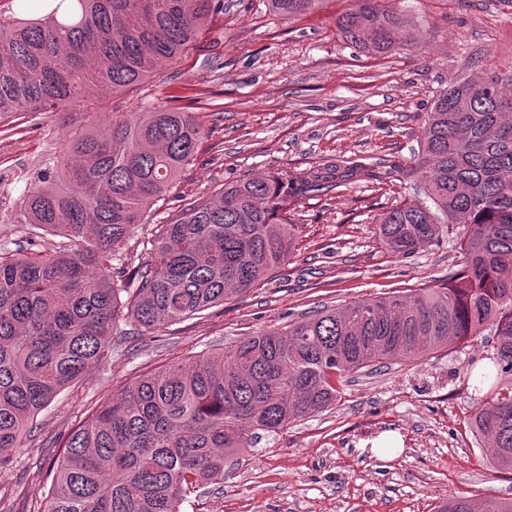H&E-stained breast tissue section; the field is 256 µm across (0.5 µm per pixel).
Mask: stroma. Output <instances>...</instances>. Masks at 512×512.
<instances>
[{"label":"stroma","instance_id":"1","mask_svg":"<svg viewBox=\"0 0 512 512\" xmlns=\"http://www.w3.org/2000/svg\"><path fill=\"white\" fill-rule=\"evenodd\" d=\"M408 23L402 48L373 56L336 36L353 0H321L286 19L268 0H224V11L175 64L149 82L105 92L51 115L0 117V249L18 253L34 230L20 200L45 163L62 161L90 112L149 106L203 116L211 133L123 249L145 258L163 224L224 183L265 172L303 176L328 159L380 161L381 178L299 199L295 249L267 283L224 305L145 335L123 326L109 361L69 385L37 417L24 447L0 467V512H44L50 466L72 430L137 377L307 312L443 283L463 261L444 243L407 256L381 242L375 218L412 201L395 171L413 166L424 114L448 83L484 64L512 63V0H381ZM490 336L416 361L355 373L328 410L244 448L224 481L190 494L184 512H437L448 498L512 499V473L496 471L467 427L475 409L469 361Z\"/></svg>","mask_w":512,"mask_h":512}]
</instances>
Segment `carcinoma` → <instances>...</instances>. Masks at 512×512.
Returning <instances> with one entry per match:
<instances>
[{"label":"carcinoma","instance_id":"carcinoma-1","mask_svg":"<svg viewBox=\"0 0 512 512\" xmlns=\"http://www.w3.org/2000/svg\"><path fill=\"white\" fill-rule=\"evenodd\" d=\"M293 19L319 0H269ZM0 10V116L118 94L176 62L224 0H21ZM400 17L355 0L336 21L359 51L403 47ZM210 129L196 112H110L70 139L61 166L37 173L18 221L65 241L0 252V451L24 447L38 414L112 356L121 322L152 334L260 286L288 260L293 200L366 181L375 164L338 158L296 180L246 177L203 196L152 232L151 259L120 252L173 187ZM410 182L415 201L377 218L408 255L462 228V267L408 295L325 309L267 327L227 351L144 375L82 422L55 460L46 512H182L187 491L224 481V460L260 433L322 412L346 377L494 337L475 369L469 421L492 468L512 472V65L459 79L436 96ZM439 512H512V501L451 498Z\"/></svg>","mask_w":512,"mask_h":512}]
</instances>
